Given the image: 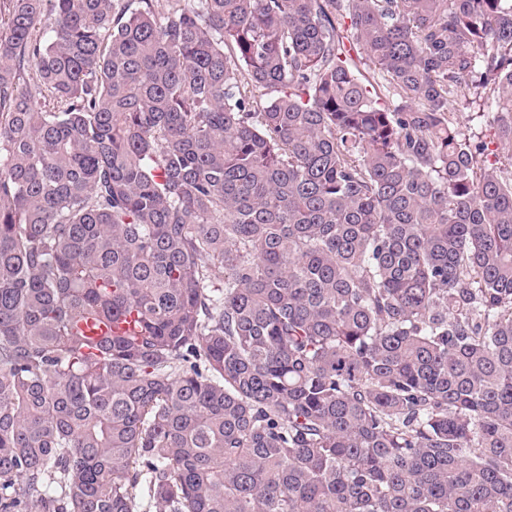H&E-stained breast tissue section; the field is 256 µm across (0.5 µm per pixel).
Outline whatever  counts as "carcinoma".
<instances>
[{
  "label": "carcinoma",
  "instance_id": "cac0c4a2",
  "mask_svg": "<svg viewBox=\"0 0 512 512\" xmlns=\"http://www.w3.org/2000/svg\"><path fill=\"white\" fill-rule=\"evenodd\" d=\"M503 145L512 0H6L0 512H512Z\"/></svg>",
  "mask_w": 512,
  "mask_h": 512
}]
</instances>
